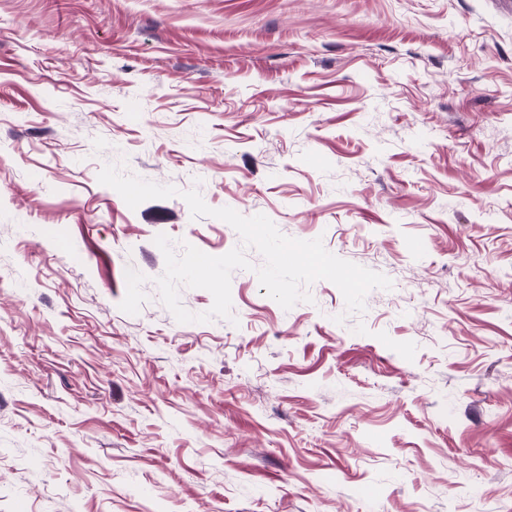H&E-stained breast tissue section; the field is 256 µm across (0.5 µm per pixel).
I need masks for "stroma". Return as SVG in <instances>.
Returning <instances> with one entry per match:
<instances>
[{
  "instance_id": "35a3bbf8",
  "label": "stroma",
  "mask_w": 512,
  "mask_h": 512,
  "mask_svg": "<svg viewBox=\"0 0 512 512\" xmlns=\"http://www.w3.org/2000/svg\"><path fill=\"white\" fill-rule=\"evenodd\" d=\"M191 189L393 286L177 322ZM0 512H512V0H0Z\"/></svg>"
}]
</instances>
